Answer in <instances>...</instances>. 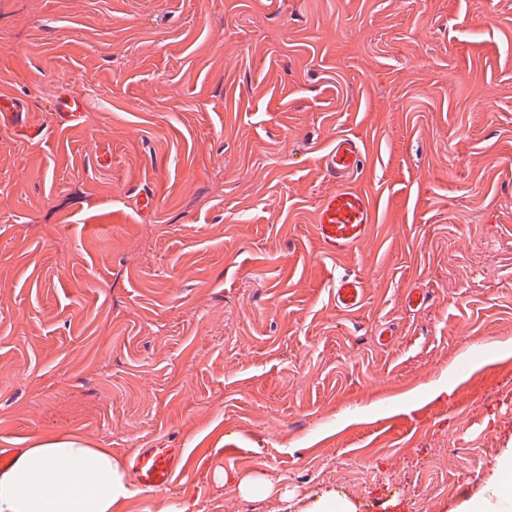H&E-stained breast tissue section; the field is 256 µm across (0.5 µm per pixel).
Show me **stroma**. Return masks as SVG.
<instances>
[{"instance_id":"obj_1","label":"stroma","mask_w":512,"mask_h":512,"mask_svg":"<svg viewBox=\"0 0 512 512\" xmlns=\"http://www.w3.org/2000/svg\"><path fill=\"white\" fill-rule=\"evenodd\" d=\"M1 93L0 448L183 449L112 512L478 492L512 444V0H0ZM341 134L379 222L329 259ZM87 110L86 98L80 93L69 92L57 100L54 112L62 125L73 128L80 124ZM363 288L364 282L358 276L346 274L338 277L332 289L336 308L348 312L357 307L361 301Z\"/></svg>"}]
</instances>
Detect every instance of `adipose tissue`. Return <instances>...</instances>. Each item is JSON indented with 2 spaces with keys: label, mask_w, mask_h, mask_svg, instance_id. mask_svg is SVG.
<instances>
[{
  "label": "adipose tissue",
  "mask_w": 512,
  "mask_h": 512,
  "mask_svg": "<svg viewBox=\"0 0 512 512\" xmlns=\"http://www.w3.org/2000/svg\"><path fill=\"white\" fill-rule=\"evenodd\" d=\"M127 476L106 448L64 434L33 441L0 470V512H112ZM454 512H512V446Z\"/></svg>",
  "instance_id": "1"
}]
</instances>
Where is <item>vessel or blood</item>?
Masks as SVG:
<instances>
[{
	"label": "vessel or blood",
	"instance_id": "obj_1",
	"mask_svg": "<svg viewBox=\"0 0 512 512\" xmlns=\"http://www.w3.org/2000/svg\"><path fill=\"white\" fill-rule=\"evenodd\" d=\"M88 110L86 98L77 92L60 97L55 112L61 123L76 127ZM365 148L349 135L337 136L323 155L327 175L337 183L333 192L323 196L317 208L316 234L321 251L327 257L348 254L370 234L375 209L369 195L349 186L348 180L358 170ZM364 283L361 278L343 275L332 290L338 310L347 312L361 301ZM132 472L140 489L156 491L167 487L178 470L185 466L180 448H139L131 456Z\"/></svg>",
	"mask_w": 512,
	"mask_h": 512
}]
</instances>
